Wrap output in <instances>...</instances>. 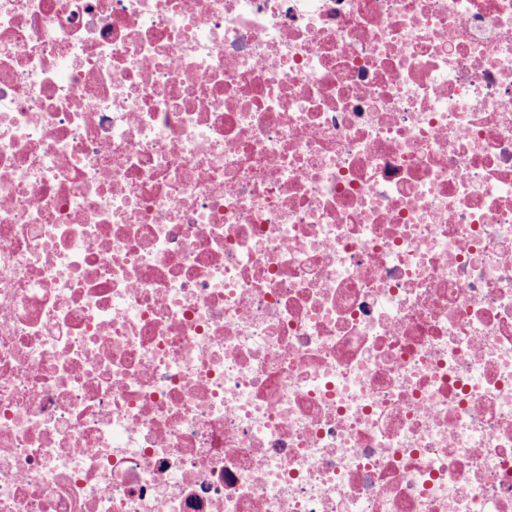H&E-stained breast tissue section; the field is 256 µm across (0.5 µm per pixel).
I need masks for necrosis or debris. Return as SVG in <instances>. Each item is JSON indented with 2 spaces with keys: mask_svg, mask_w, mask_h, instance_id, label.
<instances>
[{
  "mask_svg": "<svg viewBox=\"0 0 512 512\" xmlns=\"http://www.w3.org/2000/svg\"><path fill=\"white\" fill-rule=\"evenodd\" d=\"M0 512H512V0H0Z\"/></svg>",
  "mask_w": 512,
  "mask_h": 512,
  "instance_id": "obj_1",
  "label": "necrosis or debris"
}]
</instances>
